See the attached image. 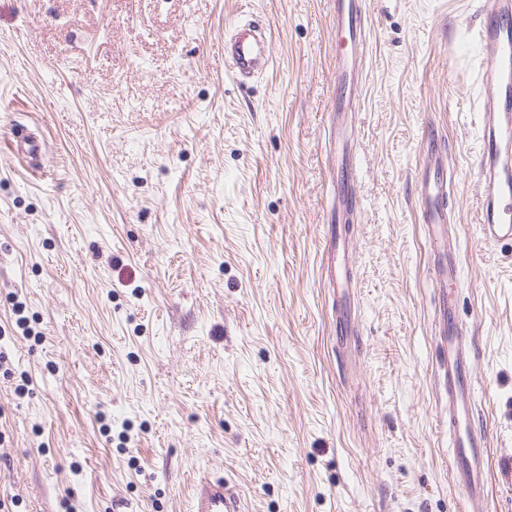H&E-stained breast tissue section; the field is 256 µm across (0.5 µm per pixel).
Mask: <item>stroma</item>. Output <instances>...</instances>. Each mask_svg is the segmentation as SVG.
Returning a JSON list of instances; mask_svg holds the SVG:
<instances>
[{
	"mask_svg": "<svg viewBox=\"0 0 512 512\" xmlns=\"http://www.w3.org/2000/svg\"><path fill=\"white\" fill-rule=\"evenodd\" d=\"M332 0H0V502L190 512H462L439 422L445 342L414 188L457 174L454 288L512 512V249L484 245L477 0H367L349 137L350 322L334 213ZM274 63L239 83L224 35ZM35 133L37 158L12 155ZM273 62L272 44L254 21L236 26L224 36V68L239 80L266 72ZM192 512H243V509L240 497L225 486L224 477H215L197 482Z\"/></svg>",
	"mask_w": 512,
	"mask_h": 512,
	"instance_id": "obj_1",
	"label": "stroma"
}]
</instances>
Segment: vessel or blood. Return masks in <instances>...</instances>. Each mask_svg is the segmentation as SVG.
<instances>
[{"instance_id":"vessel-or-blood-1","label":"vessel or blood","mask_w":512,"mask_h":512,"mask_svg":"<svg viewBox=\"0 0 512 512\" xmlns=\"http://www.w3.org/2000/svg\"><path fill=\"white\" fill-rule=\"evenodd\" d=\"M362 0H334L332 24L347 32L357 49L351 56L336 60L337 109L356 111L358 71L364 51L360 25ZM482 21L478 38L484 54L478 79L484 88L478 112L482 147L477 167L481 204L480 235L489 244L512 245V0H480ZM273 62L272 44L259 24L249 21L236 26L224 37V67L240 80L266 72ZM336 163L343 176L335 187L337 210L357 205L358 173L344 142L336 144ZM428 170L417 185L418 210L428 228L430 253L439 260L435 272L444 284L440 295L443 332L447 337L444 390L448 399V433L452 440L454 481L467 504L468 512H486L488 441L472 426L476 388L473 381L471 348L465 343L464 328L457 316V301L447 286L457 275L459 243L449 229L457 220L448 205L453 189L448 156L440 144L429 147ZM192 512H243L240 497L227 489L223 478L197 482Z\"/></svg>"}]
</instances>
